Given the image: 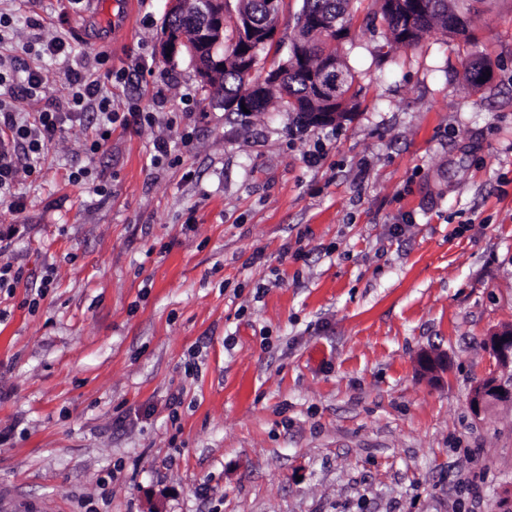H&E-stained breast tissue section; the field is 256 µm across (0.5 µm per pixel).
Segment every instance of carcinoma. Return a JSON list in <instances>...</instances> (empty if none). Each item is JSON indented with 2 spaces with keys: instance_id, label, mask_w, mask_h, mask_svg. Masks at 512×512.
I'll return each mask as SVG.
<instances>
[{
  "instance_id": "cac0c4a2",
  "label": "carcinoma",
  "mask_w": 512,
  "mask_h": 512,
  "mask_svg": "<svg viewBox=\"0 0 512 512\" xmlns=\"http://www.w3.org/2000/svg\"><path fill=\"white\" fill-rule=\"evenodd\" d=\"M490 0H375L377 9L369 12L371 26L384 30L387 44L412 46L431 31L443 37L464 36L465 44L476 45L471 25L481 6ZM212 4L206 11L196 7V0H188L187 8L167 16L165 27L172 33L185 36L187 44L182 54L195 64V71H211L217 77L207 86L216 101L238 102L233 113L240 117L262 112L271 107L293 112L299 126L313 125L315 112L336 113L341 123L356 106L355 77L340 54L338 39L346 38L351 25L350 0H303L297 15L296 29L287 56L262 79L256 74L258 58L245 57L249 47L242 40L233 19L224 22L223 50L212 56L199 48L194 34L207 25ZM236 12L248 17L258 29H269L277 23L270 17L266 0H237ZM336 61V70L344 76V85L333 102H328L309 83V67L318 64L322 55ZM491 62L474 52L465 59V80L474 89L489 82L487 71Z\"/></svg>"
}]
</instances>
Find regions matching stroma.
I'll use <instances>...</instances> for the list:
<instances>
[{"label":"stroma","mask_w":512,"mask_h":512,"mask_svg":"<svg viewBox=\"0 0 512 512\" xmlns=\"http://www.w3.org/2000/svg\"><path fill=\"white\" fill-rule=\"evenodd\" d=\"M301 7L283 0L262 67ZM371 7L352 0L343 45L357 108L305 129L227 114L165 62L167 0H0L74 48L0 45L42 69L44 104L103 52L132 74L116 112L156 115L93 153L63 114L24 208L0 203L22 271L0 290V512H502L512 404L468 397L512 327V0L474 22L478 90L464 46L385 47ZM491 62L474 52L467 53L465 59V80L474 89H481L490 78L486 71L492 72Z\"/></svg>","instance_id":"obj_1"}]
</instances>
